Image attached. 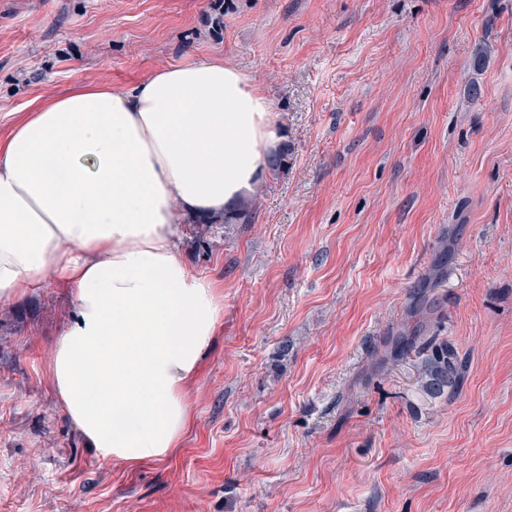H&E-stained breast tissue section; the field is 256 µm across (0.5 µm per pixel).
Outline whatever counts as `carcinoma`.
Instances as JSON below:
<instances>
[{
    "label": "carcinoma",
    "instance_id": "carcinoma-1",
    "mask_svg": "<svg viewBox=\"0 0 512 512\" xmlns=\"http://www.w3.org/2000/svg\"><path fill=\"white\" fill-rule=\"evenodd\" d=\"M429 332L430 329L426 328L419 335L403 336L390 348L393 357L404 356L411 351L417 355V393L424 404L448 398L463 379L457 348L446 339L429 335Z\"/></svg>",
    "mask_w": 512,
    "mask_h": 512
}]
</instances>
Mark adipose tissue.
Returning a JSON list of instances; mask_svg holds the SVG:
<instances>
[{
	"instance_id": "adipose-tissue-1",
	"label": "adipose tissue",
	"mask_w": 512,
	"mask_h": 512,
	"mask_svg": "<svg viewBox=\"0 0 512 512\" xmlns=\"http://www.w3.org/2000/svg\"><path fill=\"white\" fill-rule=\"evenodd\" d=\"M281 140L252 77L191 56L48 98L0 142V302L71 290L49 380L102 458L159 462L180 442L223 315L177 251L181 226L250 193Z\"/></svg>"
}]
</instances>
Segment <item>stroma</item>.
<instances>
[{
  "instance_id": "obj_1",
  "label": "stroma",
  "mask_w": 512,
  "mask_h": 512,
  "mask_svg": "<svg viewBox=\"0 0 512 512\" xmlns=\"http://www.w3.org/2000/svg\"><path fill=\"white\" fill-rule=\"evenodd\" d=\"M189 55L253 76L283 140L236 220L185 219L224 307L188 428L137 467L88 448L48 282L0 305V512H512V0H0V141ZM426 318L467 361L430 405L384 357Z\"/></svg>"
}]
</instances>
